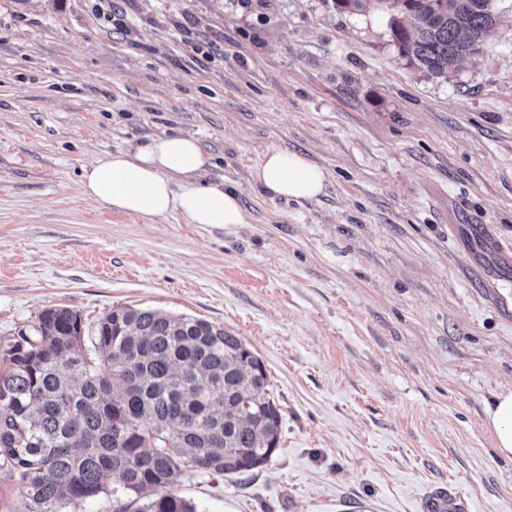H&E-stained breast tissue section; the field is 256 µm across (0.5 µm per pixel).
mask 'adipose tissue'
Instances as JSON below:
<instances>
[{
    "label": "adipose tissue",
    "instance_id": "adipose-tissue-1",
    "mask_svg": "<svg viewBox=\"0 0 512 512\" xmlns=\"http://www.w3.org/2000/svg\"><path fill=\"white\" fill-rule=\"evenodd\" d=\"M209 159L197 139L180 134L152 136L131 150H118L83 166L84 195L118 213L152 221L182 216L191 224H243L248 214L236 191L201 182ZM328 172L304 155L267 150L254 180L273 198L312 200L321 195ZM496 448L512 456V392L496 394L486 408Z\"/></svg>",
    "mask_w": 512,
    "mask_h": 512
}]
</instances>
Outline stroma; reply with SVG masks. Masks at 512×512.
<instances>
[{
    "instance_id": "1",
    "label": "stroma",
    "mask_w": 512,
    "mask_h": 512,
    "mask_svg": "<svg viewBox=\"0 0 512 512\" xmlns=\"http://www.w3.org/2000/svg\"><path fill=\"white\" fill-rule=\"evenodd\" d=\"M448 79L380 10L331 0H0V338L50 306L208 320L262 360L270 463L183 474L197 512H512L486 404L512 391V0ZM195 137L244 224L152 222L87 200L81 169ZM313 200L270 198L264 152ZM495 237L499 251L489 250ZM253 179L271 198L313 200L321 195L329 173L304 155L268 149L253 172Z\"/></svg>"
}]
</instances>
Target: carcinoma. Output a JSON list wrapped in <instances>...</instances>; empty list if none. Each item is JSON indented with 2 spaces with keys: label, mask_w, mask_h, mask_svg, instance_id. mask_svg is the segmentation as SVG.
Returning <instances> with one entry per match:
<instances>
[{
  "label": "carcinoma",
  "mask_w": 512,
  "mask_h": 512,
  "mask_svg": "<svg viewBox=\"0 0 512 512\" xmlns=\"http://www.w3.org/2000/svg\"><path fill=\"white\" fill-rule=\"evenodd\" d=\"M495 0H333L390 16L399 54L448 78L483 50ZM85 346L77 312L44 309L0 340V475L26 512H68L104 493L115 512H195L170 491L192 470L243 474L270 462L281 414L263 362L202 318L122 307Z\"/></svg>",
  "instance_id": "obj_1"
}]
</instances>
